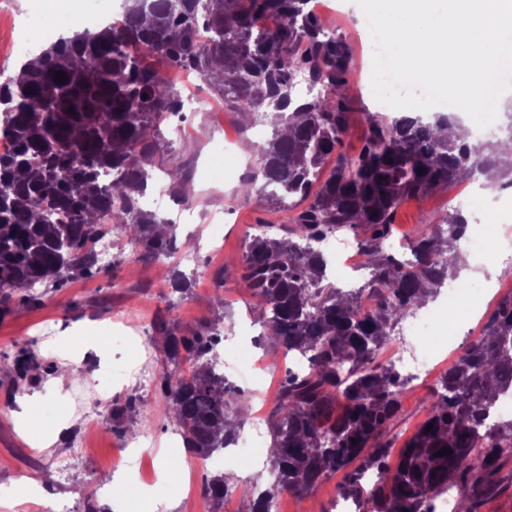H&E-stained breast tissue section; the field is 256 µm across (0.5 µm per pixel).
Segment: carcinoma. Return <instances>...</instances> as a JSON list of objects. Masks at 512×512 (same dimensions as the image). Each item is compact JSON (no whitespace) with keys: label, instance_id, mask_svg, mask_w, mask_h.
Segmentation results:
<instances>
[{"label":"carcinoma","instance_id":"cac0c4a2","mask_svg":"<svg viewBox=\"0 0 512 512\" xmlns=\"http://www.w3.org/2000/svg\"><path fill=\"white\" fill-rule=\"evenodd\" d=\"M126 14L125 27L62 38L0 84V136L14 142L13 153L0 155V312L17 295L36 302L37 286L98 273L100 237L125 238L144 258L177 249L176 225L138 205L146 170L165 161L160 126L183 109L182 92L160 73L176 67L218 88L227 105L279 111L288 132L275 130L258 148L256 172L239 193L262 196L261 179L271 201L304 204L289 223L252 236L240 261V279L260 297L274 337L272 356L295 351L307 360L303 371H286L267 419L276 478L253 490L251 512H268L276 495L309 490L339 471L341 497L367 512H434L430 499L451 488L462 492L454 512H480L511 489L503 469L512 462V423L483 424L512 375V294L438 379L426 420L395 462L384 435L410 381L376 352L427 289L437 294L457 274L467 226L463 215L445 214L408 243L414 260L406 262L385 250L400 203L476 171L512 173V158L504 165L492 146L456 137L451 114L426 121L369 113L367 140L357 155H344L351 50L325 34L311 0H132ZM260 16L279 25L258 31ZM57 72L68 81L55 82ZM332 156L335 166L317 183ZM167 177L169 191L182 196L187 172L174 166ZM343 228L362 235L371 271L364 288L378 297L366 316L356 290L328 282L324 255L313 248ZM156 327L168 361L193 364L188 377L164 373L160 390L186 447L204 460L236 435L231 414L244 406L242 393L214 369L215 324L188 336L165 319ZM132 408L117 400L108 414L120 425ZM367 471L380 476L374 488L362 482ZM206 492L222 503L229 482L215 476Z\"/></svg>","mask_w":512,"mask_h":512}]
</instances>
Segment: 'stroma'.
Returning <instances> with one entry per match:
<instances>
[{
    "mask_svg": "<svg viewBox=\"0 0 512 512\" xmlns=\"http://www.w3.org/2000/svg\"><path fill=\"white\" fill-rule=\"evenodd\" d=\"M328 5L322 23L333 25L337 34L354 42L351 20L369 14L370 0H321ZM41 0H0V76L10 77L19 59L13 45L15 34H22L34 46L45 39L41 27L30 23L40 13L41 26H58L61 18L82 13L85 0H58L53 14L42 11ZM351 106L348 130L343 139L345 154L356 155L366 137V113L378 112V96L373 90L372 71L365 58L353 56L347 76ZM184 121L191 128L187 139L164 137L172 163L196 170L195 195L181 200L171 198L165 218L175 220L180 240L192 241L197 257L185 261V248H178L164 260H146L138 252L123 248L115 251L111 264L91 277L68 279L61 287L43 289L38 304L12 303L8 313H0V353L26 351L39 365L31 383H16L14 373L0 372V512H17L29 494L28 481L37 480L54 499L77 500V512H188L187 492L178 488L179 477L192 475L204 482L210 476L198 459L172 451L170 439L176 425L162 413L166 399L160 390L143 394L138 387L139 373L161 378L173 364L157 344L154 323L165 318L185 335L204 323H219L235 343L257 339V352L263 363L272 361L271 342L259 317L258 296L242 288L229 267L238 263L251 228L261 223H287L291 212L265 198L242 199L240 179L212 187L202 172L210 163L214 141L234 135L237 144H251V125L237 108L222 112H189ZM448 191H434L422 198L403 202L392 226L393 241L407 242L429 232L447 209ZM499 201L495 218L489 224L487 244L497 248L505 224H512V193L500 182L482 183L474 200V210H482L489 198ZM224 227L223 245H215L210 228ZM178 268L192 282L189 291L179 293L169 282L170 268ZM493 285L494 290L479 310L469 329L459 331L455 342L467 347L481 338L489 316L498 301L512 293V266H499L490 272L487 265L470 261L458 281ZM111 359L113 365H129L132 375L125 384L112 388L113 399H135L136 407L115 428L109 415L94 417L83 403L80 380L58 381L60 367L90 369L96 359ZM435 378L411 383L402 397V414L392 429V453H399L425 419L433 402ZM148 433L149 442L141 458L140 471L151 487L137 500L124 496V479L110 473L124 465L122 448L128 439ZM84 443V455L74 452ZM111 478L112 495H98L103 478ZM342 475L323 479L312 489L285 492L277 499L278 512H335Z\"/></svg>",
    "mask_w": 512,
    "mask_h": 512,
    "instance_id": "35a3bbf8",
    "label": "stroma"
}]
</instances>
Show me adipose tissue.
I'll list each match as a JSON object with an SVG mask.
<instances>
[{"label": "adipose tissue", "mask_w": 512, "mask_h": 512, "mask_svg": "<svg viewBox=\"0 0 512 512\" xmlns=\"http://www.w3.org/2000/svg\"><path fill=\"white\" fill-rule=\"evenodd\" d=\"M372 18L417 77H435L462 112L483 96L499 61L512 0H373Z\"/></svg>", "instance_id": "adipose-tissue-1"}]
</instances>
